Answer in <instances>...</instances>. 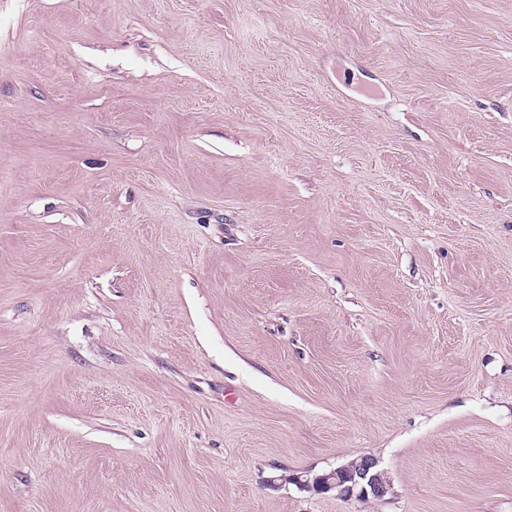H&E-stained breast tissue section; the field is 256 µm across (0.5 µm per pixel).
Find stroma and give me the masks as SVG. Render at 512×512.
Returning a JSON list of instances; mask_svg holds the SVG:
<instances>
[{
	"label": "stroma",
	"instance_id": "35a3bbf8",
	"mask_svg": "<svg viewBox=\"0 0 512 512\" xmlns=\"http://www.w3.org/2000/svg\"><path fill=\"white\" fill-rule=\"evenodd\" d=\"M0 512H512V0H0ZM297 481L311 488L323 484L327 490L336 489L341 496L349 499L355 497L380 500L390 490L384 471L378 469V461L370 457H364L351 466H338L330 473L314 477L307 475L305 479L297 478Z\"/></svg>",
	"mask_w": 512,
	"mask_h": 512
}]
</instances>
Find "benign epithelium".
Here are the masks:
<instances>
[{
	"label": "benign epithelium",
	"instance_id": "benign-epithelium-1",
	"mask_svg": "<svg viewBox=\"0 0 512 512\" xmlns=\"http://www.w3.org/2000/svg\"><path fill=\"white\" fill-rule=\"evenodd\" d=\"M298 482L306 487L323 484L326 489H335L349 499L380 500L390 490L384 471L378 469V461L370 457H364L351 466H338L326 474L300 478Z\"/></svg>",
	"mask_w": 512,
	"mask_h": 512
}]
</instances>
